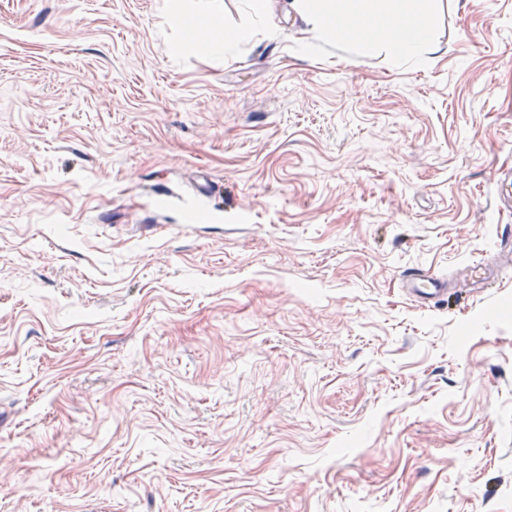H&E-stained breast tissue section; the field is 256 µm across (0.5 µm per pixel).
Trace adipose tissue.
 Segmentation results:
<instances>
[{"mask_svg": "<svg viewBox=\"0 0 512 512\" xmlns=\"http://www.w3.org/2000/svg\"><path fill=\"white\" fill-rule=\"evenodd\" d=\"M244 21L235 27L219 23L220 10L190 12L182 0H173L167 13L181 37L177 53H235L259 32H273L276 0H238ZM289 13L303 23L301 52L313 41H356L359 53L383 56L389 66L425 67L439 51L435 38L436 14L429 0H288Z\"/></svg>", "mask_w": 512, "mask_h": 512, "instance_id": "obj_1", "label": "adipose tissue"}]
</instances>
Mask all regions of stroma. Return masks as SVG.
Returning <instances> with one entry per match:
<instances>
[{"label":"stroma","mask_w":512,"mask_h":512,"mask_svg":"<svg viewBox=\"0 0 512 512\" xmlns=\"http://www.w3.org/2000/svg\"><path fill=\"white\" fill-rule=\"evenodd\" d=\"M432 4L394 70L0 0V512H512V0ZM403 286L422 304L435 303L440 296L448 294V281L428 269L418 268L405 272Z\"/></svg>","instance_id":"obj_1"}]
</instances>
